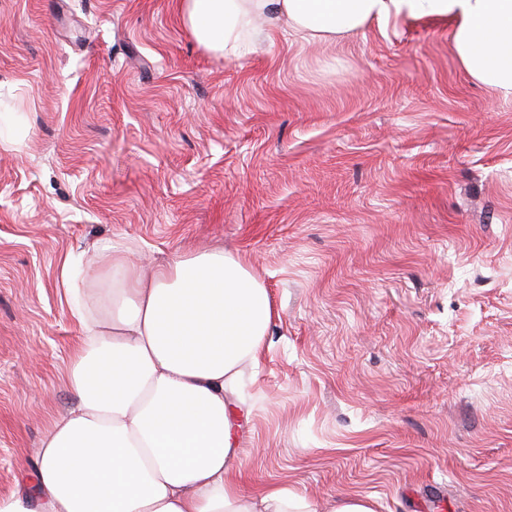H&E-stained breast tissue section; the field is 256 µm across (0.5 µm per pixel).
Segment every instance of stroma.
<instances>
[{
    "label": "stroma",
    "mask_w": 512,
    "mask_h": 512,
    "mask_svg": "<svg viewBox=\"0 0 512 512\" xmlns=\"http://www.w3.org/2000/svg\"><path fill=\"white\" fill-rule=\"evenodd\" d=\"M449 20L206 49L175 0H0V496L75 402L62 279L221 248L275 309L244 487L512 512V97Z\"/></svg>",
    "instance_id": "1"
}]
</instances>
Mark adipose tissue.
I'll return each mask as SVG.
<instances>
[{
	"label": "adipose tissue",
	"mask_w": 512,
	"mask_h": 512,
	"mask_svg": "<svg viewBox=\"0 0 512 512\" xmlns=\"http://www.w3.org/2000/svg\"><path fill=\"white\" fill-rule=\"evenodd\" d=\"M190 34L238 56L253 27L306 40L373 20H452L455 51L483 84L512 95V0H177ZM96 304L73 292L81 338L68 385L22 491L0 512H319L268 485L243 494L237 428L274 309L263 283L221 249L175 255L143 274L127 250L101 247Z\"/></svg>",
	"instance_id": "1"
}]
</instances>
